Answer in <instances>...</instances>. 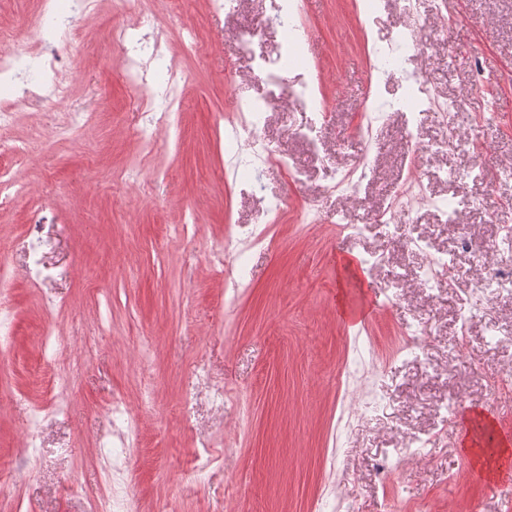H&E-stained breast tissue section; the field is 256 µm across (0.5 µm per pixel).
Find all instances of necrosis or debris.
<instances>
[{
	"mask_svg": "<svg viewBox=\"0 0 512 512\" xmlns=\"http://www.w3.org/2000/svg\"><path fill=\"white\" fill-rule=\"evenodd\" d=\"M268 7L259 23L239 30L236 41L239 49L250 55L255 74L273 79L276 72L289 62V45L277 51L262 48L261 37L265 28L279 27L298 30L302 21L303 0H267ZM99 0H78L77 15L59 21L55 0H41L39 16L52 20L47 32H22L15 28L0 27V154L11 156L21 164L34 152L36 141L22 142L10 137L20 110H41L43 106L63 107L61 121L56 131L65 137L82 135L92 120L89 112L72 111L67 107L74 93V69L68 56V47L80 31L82 23L98 11ZM116 17L110 39L118 51L124 80L131 93V102L140 112L142 124L137 133V153L147 156L154 152L159 134L166 130L173 114L181 108L184 92L182 73L173 66L167 67L164 81H156V65L160 60L159 39L142 34L133 11L126 0H113ZM424 50L422 39L409 33H400L389 42L375 49L380 66L395 65L404 69L407 100L413 108H438L440 96L425 80L422 71L409 68L411 57ZM317 78L308 63H301L299 74L287 92H273L259 105L244 102L238 107L231 124V137L239 155L248 159L253 170L269 165L278 166L290 178L301 175L287 156L271 149L261 138L263 110L285 101L294 102L302 110L313 114L323 113L325 105L315 93ZM257 222L255 225H235L228 229L224 245L215 260L224 266V279L228 287H237L234 275L241 254L250 251L266 240L265 227L277 223L278 212L267 207L263 195H256ZM494 249L495 260L484 266L482 284L469 293L456 296L455 304L460 313L461 336L455 339L450 352L462 357L468 350L465 336L473 321H483L491 330L502 331L503 325L494 305L496 299L512 298V227L503 228L498 234Z\"/></svg>",
	"mask_w": 512,
	"mask_h": 512,
	"instance_id": "1",
	"label": "necrosis or debris"
}]
</instances>
